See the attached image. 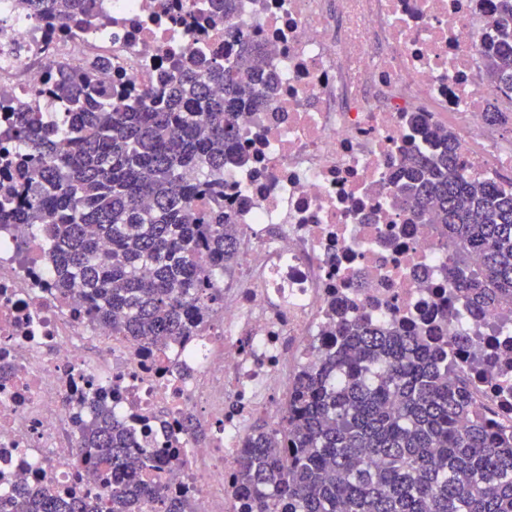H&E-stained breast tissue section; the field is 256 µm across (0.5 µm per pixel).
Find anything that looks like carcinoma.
<instances>
[{"label":"carcinoma","instance_id":"carcinoma-1","mask_svg":"<svg viewBox=\"0 0 512 512\" xmlns=\"http://www.w3.org/2000/svg\"><path fill=\"white\" fill-rule=\"evenodd\" d=\"M92 0H22L33 14L69 24ZM498 43L484 63L487 82L512 92V0H497ZM234 64L196 54L170 61L164 99L146 92L112 102L93 61L48 90L72 114L70 138L55 146L54 124L20 99L0 95L17 115L24 154L0 153V224L42 232L56 258V287L79 288L119 336L161 344L183 335L205 278L237 262L235 225L224 216V164L239 114L274 94L251 68L261 45L230 28ZM401 172L412 217L440 224L453 249L450 275L470 311L512 306V194L467 179L451 136ZM206 193L205 212L193 206ZM106 240L111 248L101 250ZM448 350L395 325L341 320L324 363L303 372L285 416L283 447L264 425L253 429L236 487L252 512H512V436L475 411L463 373L450 376ZM85 462L112 470L111 512H143L158 491L134 484L153 463L133 457L107 404L81 430ZM14 512H93L80 496L52 487L16 492Z\"/></svg>","mask_w":512,"mask_h":512}]
</instances>
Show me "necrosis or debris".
<instances>
[{
	"label": "necrosis or debris",
	"instance_id": "necrosis-or-debris-1",
	"mask_svg": "<svg viewBox=\"0 0 512 512\" xmlns=\"http://www.w3.org/2000/svg\"><path fill=\"white\" fill-rule=\"evenodd\" d=\"M228 26L264 43L255 66L276 93L239 118L224 168L236 272L213 278L221 300L194 311L189 333L163 348L113 334L56 288L41 237L0 224V512L20 487L110 493L79 446L100 400L129 428L130 453L153 452L142 482L190 494L197 512H244L234 474L251 423L265 415L282 430L340 313L465 337L448 355L473 405L512 427V313L469 314L449 283L447 232L410 219L399 182L408 157L434 148L431 129L448 126L464 175L512 192V131L492 130L498 95L482 75L492 0H238L226 22L210 0H96L72 29L0 0V87L28 97L95 57L114 99L157 94L170 52L236 57Z\"/></svg>",
	"mask_w": 512,
	"mask_h": 512
}]
</instances>
